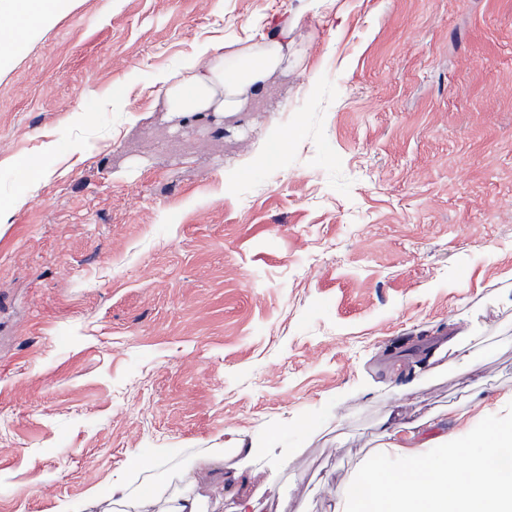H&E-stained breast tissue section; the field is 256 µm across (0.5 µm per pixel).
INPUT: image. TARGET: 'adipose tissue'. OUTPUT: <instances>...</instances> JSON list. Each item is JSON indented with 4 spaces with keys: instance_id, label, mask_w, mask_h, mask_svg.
Returning a JSON list of instances; mask_svg holds the SVG:
<instances>
[{
    "instance_id": "ef3b65f1",
    "label": "adipose tissue",
    "mask_w": 512,
    "mask_h": 512,
    "mask_svg": "<svg viewBox=\"0 0 512 512\" xmlns=\"http://www.w3.org/2000/svg\"><path fill=\"white\" fill-rule=\"evenodd\" d=\"M68 0H0V53L17 48L33 23H50ZM296 13L282 15L272 34L255 33L228 51L205 54L183 72L160 77L159 85L178 112L201 116L238 107L259 96L267 75L288 61ZM384 440L367 456L358 477L338 496L334 512H512V475L490 459L512 447V416L503 417L464 441H450L448 421L418 424L387 420ZM474 452L471 466L451 471L444 458ZM403 462L399 472L380 459Z\"/></svg>"
}]
</instances>
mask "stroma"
<instances>
[{
  "label": "stroma",
  "mask_w": 512,
  "mask_h": 512,
  "mask_svg": "<svg viewBox=\"0 0 512 512\" xmlns=\"http://www.w3.org/2000/svg\"><path fill=\"white\" fill-rule=\"evenodd\" d=\"M335 2L72 0L0 68V512H331L388 412L512 414V0ZM287 9L259 100L170 108ZM253 445L248 443L244 438L236 441L235 452L230 456L234 461L226 466L227 471L224 473V482L238 481L247 467L249 457L252 453Z\"/></svg>",
  "instance_id": "stroma-1"
}]
</instances>
